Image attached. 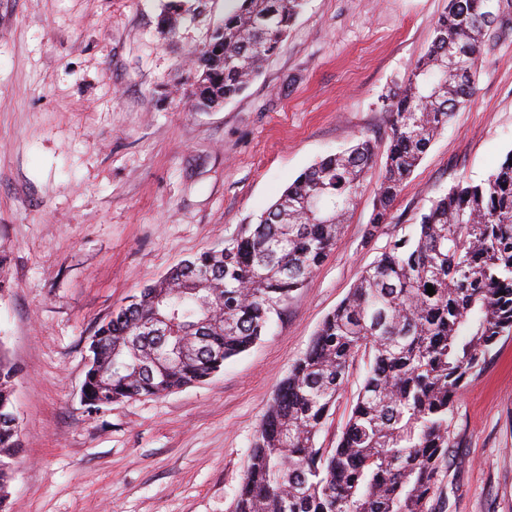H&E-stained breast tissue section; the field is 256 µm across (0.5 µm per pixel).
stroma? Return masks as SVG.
Instances as JSON below:
<instances>
[{
    "instance_id": "35a3bbf8",
    "label": "stroma",
    "mask_w": 512,
    "mask_h": 512,
    "mask_svg": "<svg viewBox=\"0 0 512 512\" xmlns=\"http://www.w3.org/2000/svg\"><path fill=\"white\" fill-rule=\"evenodd\" d=\"M0 0V346L20 373L11 512H231L274 392L391 238L512 150V0L454 113L367 235L376 156L334 248L271 331L208 381L89 408L99 323L173 266L223 246L306 168L359 136L385 143L382 99L430 48L448 0H308L224 106L195 111L188 64L224 0ZM441 512H512V335L458 400Z\"/></svg>"
}]
</instances>
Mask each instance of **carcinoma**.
Listing matches in <instances>:
<instances>
[{"instance_id": "cac0c4a2", "label": "carcinoma", "mask_w": 512, "mask_h": 512, "mask_svg": "<svg viewBox=\"0 0 512 512\" xmlns=\"http://www.w3.org/2000/svg\"><path fill=\"white\" fill-rule=\"evenodd\" d=\"M227 2L224 61L206 65L201 79L200 56L192 60L194 107L243 91L307 0ZM500 17L498 0H448L430 49L386 103L391 133L367 234L470 100L482 37ZM377 149L363 136L321 158L224 248L183 261L112 312L94 332L86 404L201 383L257 343L272 306L303 287L336 245ZM511 333L512 149L486 179L434 199L323 319L263 415L233 512H434L456 402ZM359 361L362 381L336 444L324 448L320 434ZM16 375L0 342V512H9L21 450Z\"/></svg>"}]
</instances>
